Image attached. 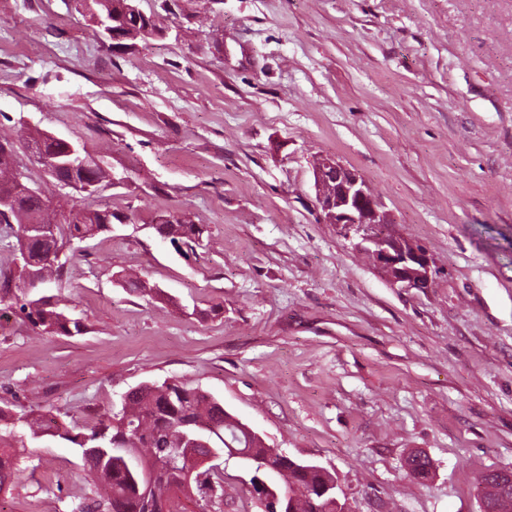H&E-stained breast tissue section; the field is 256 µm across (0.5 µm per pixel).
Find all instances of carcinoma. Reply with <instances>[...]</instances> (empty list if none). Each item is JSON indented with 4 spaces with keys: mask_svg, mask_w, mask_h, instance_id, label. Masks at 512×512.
Here are the masks:
<instances>
[{
    "mask_svg": "<svg viewBox=\"0 0 512 512\" xmlns=\"http://www.w3.org/2000/svg\"><path fill=\"white\" fill-rule=\"evenodd\" d=\"M96 14L104 18L123 15L128 0H91ZM29 156L42 166L66 152V145L43 136V130L27 131L24 139ZM24 169L17 148L0 156V198L10 199L9 212L0 211V238H14L17 253L28 261L17 276L0 281V313L18 312L43 333L75 336L85 333L82 319L69 313L75 299L62 294L27 295L11 288L15 280L32 276L60 282L65 264L56 261L64 243L92 239L112 230L115 214L96 205L98 195L112 186L110 173L91 155L81 154L76 179L92 186L83 194V204L70 211L65 223L49 234L37 231L52 210L41 195L19 189L9 178L10 170ZM157 234L190 251L200 247L208 229L203 224L158 222ZM50 435L70 442L86 472L91 495L74 504L72 512H189L184 502H203L220 510L224 502V470L209 465L175 468L170 457L175 448H195L207 456L231 448L266 454L270 448L235 424L203 390L184 381L145 382L122 397L121 409L88 433L73 434L50 414L34 415L25 409L0 407V496L10 493L18 479L21 449L27 442ZM407 474L416 480L429 477L431 461L415 453L408 458ZM282 490L289 496L292 512H340L336 494L327 486L338 481L336 473L303 467L291 459L280 461Z\"/></svg>",
    "mask_w": 512,
    "mask_h": 512,
    "instance_id": "carcinoma-1",
    "label": "carcinoma"
}]
</instances>
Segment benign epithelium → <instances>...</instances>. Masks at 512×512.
<instances>
[{
  "label": "benign epithelium",
  "mask_w": 512,
  "mask_h": 512,
  "mask_svg": "<svg viewBox=\"0 0 512 512\" xmlns=\"http://www.w3.org/2000/svg\"><path fill=\"white\" fill-rule=\"evenodd\" d=\"M105 33L111 36L112 46L119 48L126 47V41L134 36V31L121 18L114 19ZM330 168L336 170L334 182L324 176ZM312 173L322 223L343 229L355 248L375 253L379 267L393 284L401 288L428 286L431 280L428 255L419 245L386 231L395 219L356 169L332 156L322 155L313 160ZM228 457L247 459L256 470L270 477L277 473L271 460L248 452L232 448Z\"/></svg>",
  "instance_id": "1"
}]
</instances>
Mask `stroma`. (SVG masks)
I'll return each mask as SVG.
<instances>
[{"mask_svg": "<svg viewBox=\"0 0 512 512\" xmlns=\"http://www.w3.org/2000/svg\"><path fill=\"white\" fill-rule=\"evenodd\" d=\"M136 4L158 33L116 50L73 0H0V136L27 121L122 178L99 199L111 232L64 246L86 333L1 319L0 400L83 432L182 379L336 472L345 512H480L478 477L512 468V0ZM318 155L365 178L430 287L395 286L318 221ZM24 166L65 218L78 193ZM183 212L209 229L193 254L153 228ZM414 450L428 479L404 470ZM88 492L46 437L7 507Z\"/></svg>", "mask_w": 512, "mask_h": 512, "instance_id": "stroma-1", "label": "stroma"}]
</instances>
